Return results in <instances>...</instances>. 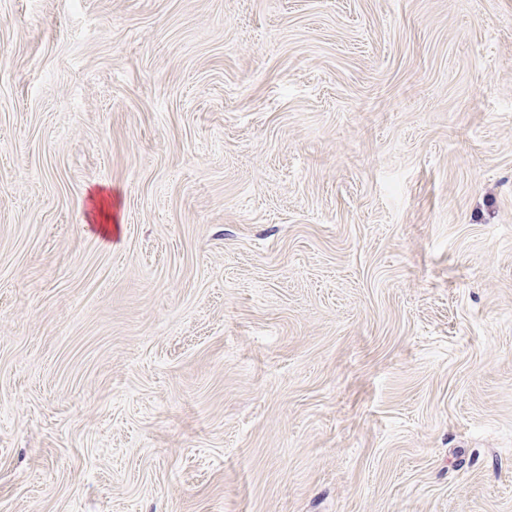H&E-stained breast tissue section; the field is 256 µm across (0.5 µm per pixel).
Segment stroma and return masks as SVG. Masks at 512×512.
I'll use <instances>...</instances> for the list:
<instances>
[{
	"label": "stroma",
	"mask_w": 512,
	"mask_h": 512,
	"mask_svg": "<svg viewBox=\"0 0 512 512\" xmlns=\"http://www.w3.org/2000/svg\"><path fill=\"white\" fill-rule=\"evenodd\" d=\"M0 512H512V0H0ZM90 200L93 204L94 222L100 223L99 230L107 239H112V190L96 189L91 193ZM107 208L108 218L98 220L101 207Z\"/></svg>",
	"instance_id": "stroma-1"
}]
</instances>
